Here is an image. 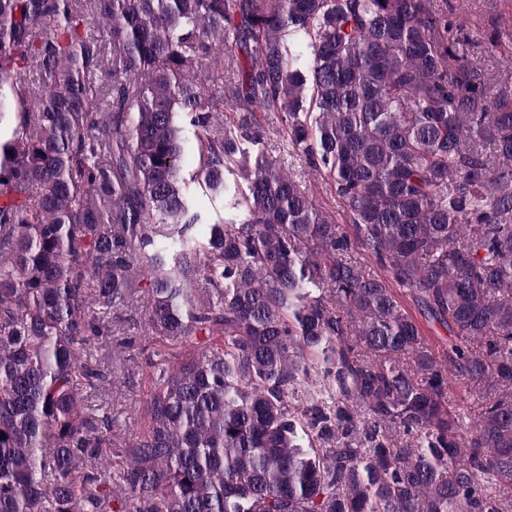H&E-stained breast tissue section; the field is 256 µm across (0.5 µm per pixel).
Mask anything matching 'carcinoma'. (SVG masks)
<instances>
[{"mask_svg":"<svg viewBox=\"0 0 512 512\" xmlns=\"http://www.w3.org/2000/svg\"><path fill=\"white\" fill-rule=\"evenodd\" d=\"M459 45L430 0H0V512H104L114 485L119 512H512L485 481L512 490V96ZM187 126L206 187H246L203 241ZM134 270L152 391L114 475L89 350ZM452 381L491 383L471 425ZM264 115V118H262ZM278 114L268 113L260 114L262 133L264 140L274 156L280 157L284 161L286 171L292 173L293 178L299 182L303 188H306L313 194L316 204L320 208L329 212L337 211V204L333 201V197L328 190L329 187L323 178L316 172L312 171L307 165L298 159L289 158L284 152V139L281 133V124L277 118ZM399 302L401 306L406 309L422 327V334L425 336L426 342L432 349L436 357L441 356L443 352V345L441 338H448V333L439 325L431 326L427 324L419 315L418 311L414 308L411 300L404 294H399Z\"/></svg>","mask_w":512,"mask_h":512,"instance_id":"cac0c4a2","label":"carcinoma"}]
</instances>
